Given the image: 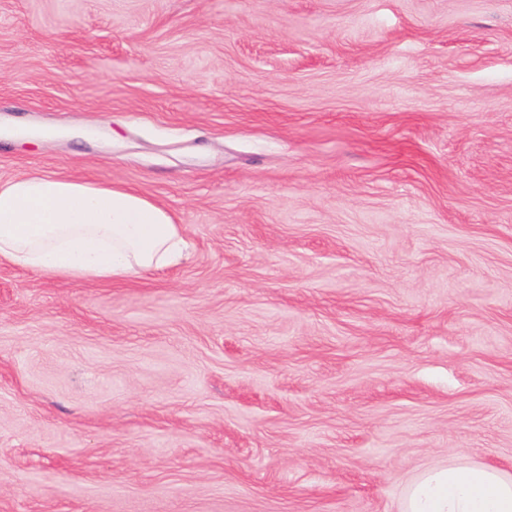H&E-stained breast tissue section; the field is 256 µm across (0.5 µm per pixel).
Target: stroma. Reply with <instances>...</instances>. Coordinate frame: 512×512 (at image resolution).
<instances>
[{
	"label": "stroma",
	"instance_id": "35a3bbf8",
	"mask_svg": "<svg viewBox=\"0 0 512 512\" xmlns=\"http://www.w3.org/2000/svg\"><path fill=\"white\" fill-rule=\"evenodd\" d=\"M189 257L0 260V512H402L512 474V0H0V182ZM180 227L135 189L24 174L0 184V259L45 276L132 280L181 257ZM404 512H512V476L485 464L425 471L405 495Z\"/></svg>",
	"mask_w": 512,
	"mask_h": 512
}]
</instances>
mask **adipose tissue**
Listing matches in <instances>:
<instances>
[{"label": "adipose tissue", "instance_id": "ef3b65f1", "mask_svg": "<svg viewBox=\"0 0 512 512\" xmlns=\"http://www.w3.org/2000/svg\"><path fill=\"white\" fill-rule=\"evenodd\" d=\"M179 225L135 189L24 174L0 184V259L45 276L132 280L182 254ZM403 512H512V476L485 464L425 471Z\"/></svg>", "mask_w": 512, "mask_h": 512}]
</instances>
